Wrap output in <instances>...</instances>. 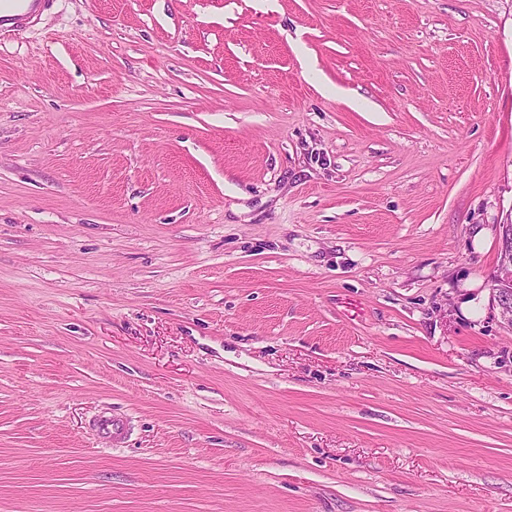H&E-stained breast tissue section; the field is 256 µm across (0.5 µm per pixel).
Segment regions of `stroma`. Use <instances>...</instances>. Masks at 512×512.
I'll return each instance as SVG.
<instances>
[{"instance_id": "obj_1", "label": "stroma", "mask_w": 512, "mask_h": 512, "mask_svg": "<svg viewBox=\"0 0 512 512\" xmlns=\"http://www.w3.org/2000/svg\"><path fill=\"white\" fill-rule=\"evenodd\" d=\"M511 214L512 0L0 24V512H512ZM95 427L112 446L122 443L125 438V422L118 416L102 415L96 420Z\"/></svg>"}]
</instances>
